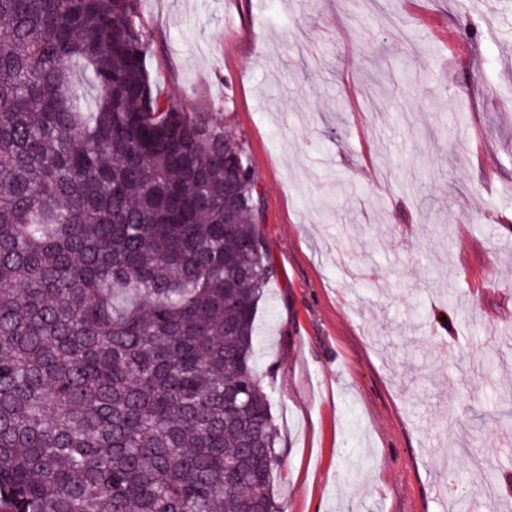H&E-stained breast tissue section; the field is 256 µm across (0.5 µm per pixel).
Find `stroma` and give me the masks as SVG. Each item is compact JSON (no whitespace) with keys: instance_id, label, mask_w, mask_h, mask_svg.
Returning <instances> with one entry per match:
<instances>
[{"instance_id":"1","label":"stroma","mask_w":512,"mask_h":512,"mask_svg":"<svg viewBox=\"0 0 512 512\" xmlns=\"http://www.w3.org/2000/svg\"><path fill=\"white\" fill-rule=\"evenodd\" d=\"M139 17L152 82L241 140L262 194L282 512H512V0Z\"/></svg>"}]
</instances>
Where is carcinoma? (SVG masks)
<instances>
[{
    "label": "carcinoma",
    "instance_id": "obj_1",
    "mask_svg": "<svg viewBox=\"0 0 512 512\" xmlns=\"http://www.w3.org/2000/svg\"><path fill=\"white\" fill-rule=\"evenodd\" d=\"M139 2L0 0V512H280L261 197L154 87Z\"/></svg>",
    "mask_w": 512,
    "mask_h": 512
}]
</instances>
